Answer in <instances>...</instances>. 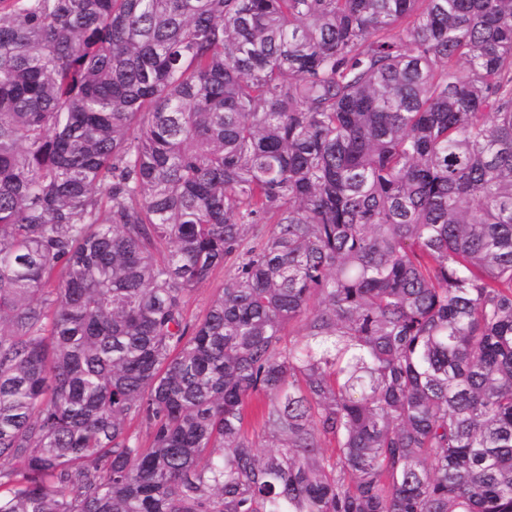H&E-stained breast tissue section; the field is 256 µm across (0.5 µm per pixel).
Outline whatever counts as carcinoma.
Listing matches in <instances>:
<instances>
[{
  "label": "carcinoma",
  "instance_id": "carcinoma-1",
  "mask_svg": "<svg viewBox=\"0 0 512 512\" xmlns=\"http://www.w3.org/2000/svg\"><path fill=\"white\" fill-rule=\"evenodd\" d=\"M0 512H512V0H0ZM233 261L234 259L227 260L224 265L214 268L208 278L195 287L188 303L189 316L200 317L205 313L213 298L223 287L224 277Z\"/></svg>",
  "mask_w": 512,
  "mask_h": 512
}]
</instances>
